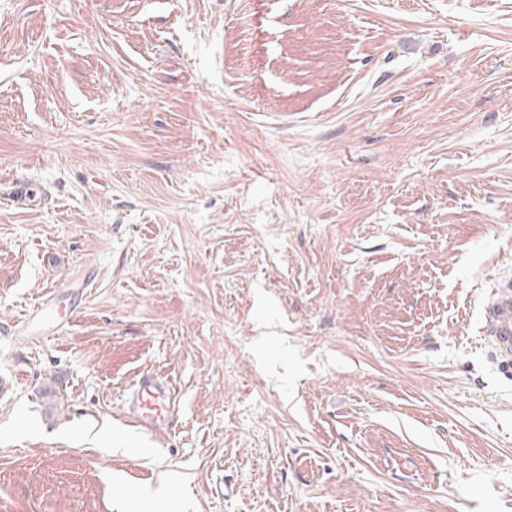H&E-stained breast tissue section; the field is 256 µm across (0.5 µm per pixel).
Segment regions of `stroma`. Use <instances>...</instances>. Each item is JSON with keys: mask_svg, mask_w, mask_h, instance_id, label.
<instances>
[{"mask_svg": "<svg viewBox=\"0 0 512 512\" xmlns=\"http://www.w3.org/2000/svg\"><path fill=\"white\" fill-rule=\"evenodd\" d=\"M508 278L512 0H0V512H512ZM483 337L498 366L512 368V281L497 286L485 306ZM58 300L56 291L39 300L18 322L19 333L28 339L39 340L55 332L62 324ZM179 390L171 379L152 370L137 372L123 400V417L151 437L169 433L179 410Z\"/></svg>", "mask_w": 512, "mask_h": 512, "instance_id": "1", "label": "stroma"}]
</instances>
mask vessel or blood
<instances>
[{"label":"vessel or blood","mask_w":512,"mask_h":512,"mask_svg":"<svg viewBox=\"0 0 512 512\" xmlns=\"http://www.w3.org/2000/svg\"><path fill=\"white\" fill-rule=\"evenodd\" d=\"M58 294L39 300L19 321L22 336L37 340L60 324ZM483 337L500 368H512V281L500 283L484 312ZM180 396L171 379L157 372H137L123 400L125 420L143 434L159 437L169 433L179 409Z\"/></svg>","instance_id":"vessel-or-blood-1"}]
</instances>
